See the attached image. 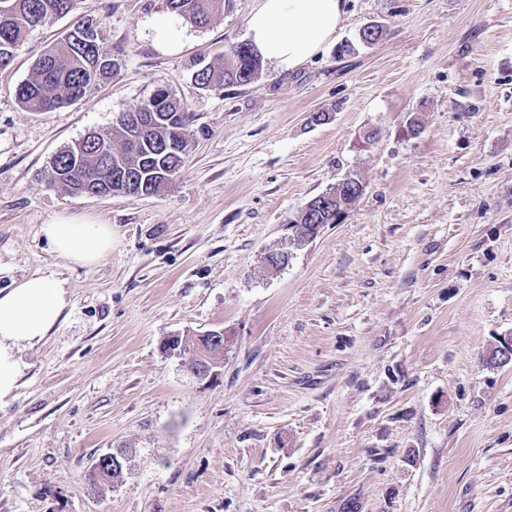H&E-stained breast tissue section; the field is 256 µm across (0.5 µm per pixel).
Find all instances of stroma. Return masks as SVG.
I'll use <instances>...</instances> for the list:
<instances>
[{
  "instance_id": "35a3bbf8",
  "label": "stroma",
  "mask_w": 512,
  "mask_h": 512,
  "mask_svg": "<svg viewBox=\"0 0 512 512\" xmlns=\"http://www.w3.org/2000/svg\"><path fill=\"white\" fill-rule=\"evenodd\" d=\"M257 6L183 23L172 48L165 0H74L0 70V289L42 275L72 296L0 406V512H512V364L486 362L512 334V0H347L312 61L197 86ZM83 18L111 78L22 111L15 87ZM368 23L381 37L339 54ZM161 88L192 114L163 193L48 185L57 152ZM348 174L361 197L267 270L290 219ZM65 215L111 225V250L58 255L41 228ZM211 330L214 382L161 350ZM120 449L122 481L91 484ZM181 20L166 12L158 17L157 31L162 40L170 45H175L181 37Z\"/></svg>"
}]
</instances>
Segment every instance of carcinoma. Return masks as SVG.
Listing matches in <instances>:
<instances>
[{
  "mask_svg": "<svg viewBox=\"0 0 512 512\" xmlns=\"http://www.w3.org/2000/svg\"><path fill=\"white\" fill-rule=\"evenodd\" d=\"M73 0H9L10 12L0 15V69L9 67L15 51L29 32L70 12ZM230 0H166L168 9L197 26H205L214 13L224 10ZM93 22L67 31L34 62L27 79L15 89V97L25 112L61 108L82 98L88 88L112 73V52ZM96 35L94 48L83 51L71 44L80 35ZM233 62L218 73L204 66L194 73V81L208 89L217 83L247 85L260 70V58L249 43L232 48ZM131 112L153 116L151 129L139 133L124 122L110 132H94L56 153L50 161L48 183L70 176L92 180L105 177L104 160L112 159V172L127 171L137 177L141 195L160 192L166 174L183 162L189 148L191 114L187 106L164 89L145 102L132 105Z\"/></svg>",
  "mask_w": 512,
  "mask_h": 512,
  "instance_id": "carcinoma-1",
  "label": "carcinoma"
}]
</instances>
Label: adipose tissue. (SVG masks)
I'll return each instance as SVG.
<instances>
[{
    "label": "adipose tissue",
    "mask_w": 512,
    "mask_h": 512,
    "mask_svg": "<svg viewBox=\"0 0 512 512\" xmlns=\"http://www.w3.org/2000/svg\"><path fill=\"white\" fill-rule=\"evenodd\" d=\"M344 14L345 0H259L247 35L261 61L288 72L335 39ZM41 231L58 254L80 265L95 263L112 247L107 224L59 217ZM70 306L62 283L42 276L0 289V404L13 399L21 386L20 351L41 344Z\"/></svg>",
    "instance_id": "ef3b65f1"
}]
</instances>
